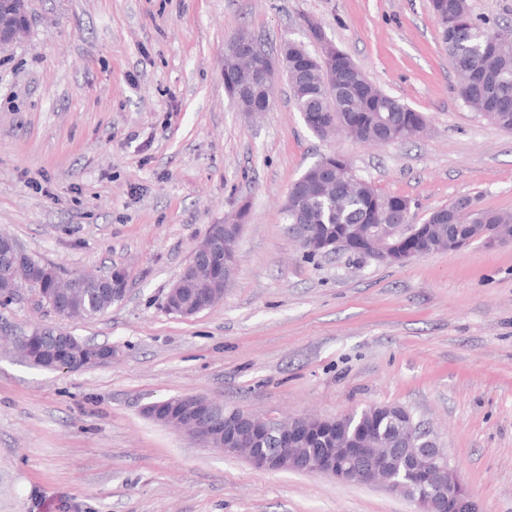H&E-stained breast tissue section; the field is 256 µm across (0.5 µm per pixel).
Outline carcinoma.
I'll list each match as a JSON object with an SVG mask.
<instances>
[{"label": "carcinoma", "instance_id": "1", "mask_svg": "<svg viewBox=\"0 0 512 512\" xmlns=\"http://www.w3.org/2000/svg\"><path fill=\"white\" fill-rule=\"evenodd\" d=\"M429 7L448 59L459 75V99L466 105L479 103L494 117V123L512 127V35L505 38L489 30L488 22L475 19L470 0H429ZM283 73L300 114L332 112L338 124L346 117L363 143H375L387 134L394 142L413 140L414 109L373 86L348 56H339L331 64L323 53L314 55L303 43L290 39L283 46ZM233 80V75L225 76L224 88L238 112H251L261 101L274 99L273 91L264 85L255 86L253 96L239 98L233 93ZM293 187L282 206L285 223L313 224L321 238L336 239L359 224L365 231L362 253L366 254L378 233L391 234L397 228L393 219L403 198L378 193L340 154L323 156ZM454 212L452 202L434 210L429 223L423 225L430 252L446 251L469 239L482 241L485 235L500 230L512 232V213L488 210L478 200L467 223H459ZM21 265L24 274L32 275L29 292L72 307L80 318L94 319L116 302L107 288L69 291L61 287L53 266L27 252ZM236 265L233 249L225 258L194 269L181 287L221 292ZM374 437L395 445L404 441L389 419L368 408L348 415L346 424L331 433L329 440L338 448H374Z\"/></svg>", "mask_w": 512, "mask_h": 512}]
</instances>
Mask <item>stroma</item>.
Masks as SVG:
<instances>
[{
    "label": "stroma",
    "mask_w": 512,
    "mask_h": 512,
    "mask_svg": "<svg viewBox=\"0 0 512 512\" xmlns=\"http://www.w3.org/2000/svg\"><path fill=\"white\" fill-rule=\"evenodd\" d=\"M0 47V233L63 275L127 274L124 298L66 321L0 304V512H418L378 485L254 469L144 412L197 394L276 419L400 406L429 430L480 512H512V244L399 265L310 258L282 204L339 153L413 223L459 196L512 212V132L468 108L428 0H29ZM318 23L426 133L385 145L312 134L285 78L272 111L236 112L224 51L320 46ZM250 218L224 299L182 318L163 298L210 225ZM61 328L111 361L40 369L13 342ZM5 3H9L10 5H13L14 3H22L23 9L19 11L15 18L9 23L4 24L0 21V46L15 42L23 36L27 32L29 21L26 0H2V9Z\"/></svg>",
    "instance_id": "1"
}]
</instances>
